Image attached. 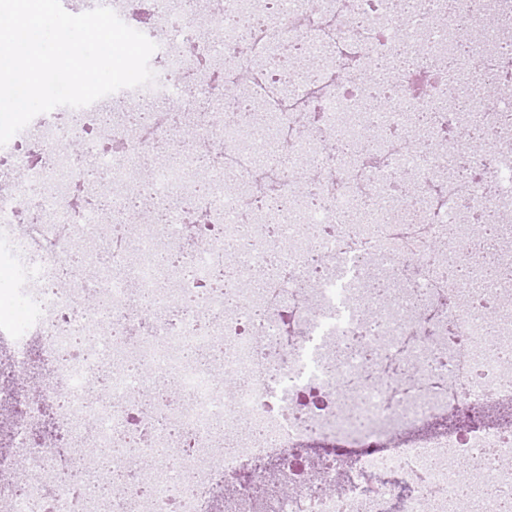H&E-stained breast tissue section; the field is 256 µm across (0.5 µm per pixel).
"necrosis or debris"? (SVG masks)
Segmentation results:
<instances>
[{
    "instance_id": "necrosis-or-debris-1",
    "label": "necrosis or debris",
    "mask_w": 512,
    "mask_h": 512,
    "mask_svg": "<svg viewBox=\"0 0 512 512\" xmlns=\"http://www.w3.org/2000/svg\"><path fill=\"white\" fill-rule=\"evenodd\" d=\"M145 33L155 81L85 108L110 212L71 201L61 109L0 147V255L40 244L0 363V512H512V418L490 413L512 404V0H191ZM283 42L224 112L211 73ZM351 58L403 74L356 82ZM283 85L320 89L319 121ZM173 94L216 105L191 138L163 109L130 122ZM343 434L350 455L302 459Z\"/></svg>"
}]
</instances>
